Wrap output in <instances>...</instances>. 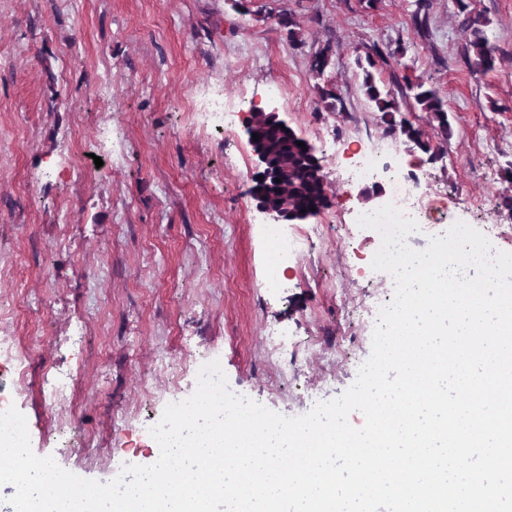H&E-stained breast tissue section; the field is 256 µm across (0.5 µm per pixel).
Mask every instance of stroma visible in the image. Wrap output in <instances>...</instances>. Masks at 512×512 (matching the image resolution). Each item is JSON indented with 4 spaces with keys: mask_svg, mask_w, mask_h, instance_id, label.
Listing matches in <instances>:
<instances>
[{
    "mask_svg": "<svg viewBox=\"0 0 512 512\" xmlns=\"http://www.w3.org/2000/svg\"><path fill=\"white\" fill-rule=\"evenodd\" d=\"M415 3L253 0L244 14L232 0H0V341L26 354L21 377L0 359V388L36 455L103 483L148 465L153 419L215 360L234 394L288 417L350 388L375 324L344 295H371L388 274L372 266L379 239L351 218L379 190L343 177L376 137L394 138L404 168L441 193L410 248L463 222L497 225L498 250L512 253V0H472L498 48L483 75L465 63L454 0H429L424 34ZM284 9L301 43L276 23ZM326 44L333 111L310 67ZM375 45L405 49L403 68L376 64L378 83L422 82L446 100L447 140L431 113L398 99L430 152L365 97L356 59ZM273 82L281 96L268 95ZM221 95L276 110L320 160L326 207L280 227L321 237L289 257L280 288L266 285L269 219L250 194L262 167L242 123L204 119ZM85 143L94 158L74 168L68 149ZM272 330L283 347L270 360ZM53 383L66 411L50 406Z\"/></svg>",
    "mask_w": 512,
    "mask_h": 512,
    "instance_id": "obj_1",
    "label": "stroma"
}]
</instances>
